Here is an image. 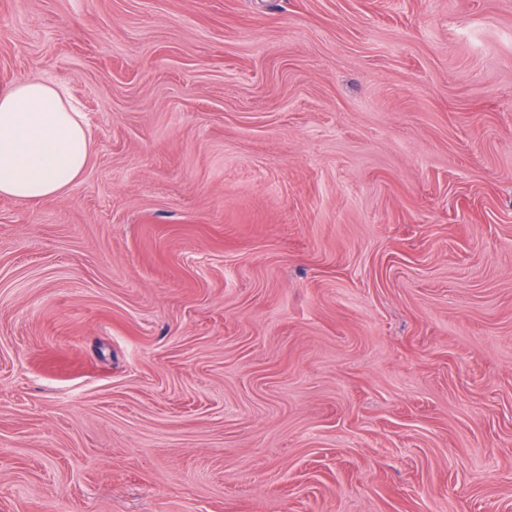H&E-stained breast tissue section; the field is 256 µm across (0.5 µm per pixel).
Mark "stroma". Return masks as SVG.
I'll return each instance as SVG.
<instances>
[{
  "label": "stroma",
  "mask_w": 512,
  "mask_h": 512,
  "mask_svg": "<svg viewBox=\"0 0 512 512\" xmlns=\"http://www.w3.org/2000/svg\"><path fill=\"white\" fill-rule=\"evenodd\" d=\"M38 78L0 512H512V0H0ZM93 153L82 112L46 79L0 87V196L37 201L83 177Z\"/></svg>",
  "instance_id": "stroma-1"
}]
</instances>
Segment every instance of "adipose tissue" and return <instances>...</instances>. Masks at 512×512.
I'll use <instances>...</instances> for the list:
<instances>
[{
	"label": "adipose tissue",
	"instance_id": "1",
	"mask_svg": "<svg viewBox=\"0 0 512 512\" xmlns=\"http://www.w3.org/2000/svg\"><path fill=\"white\" fill-rule=\"evenodd\" d=\"M93 153L81 112L46 79L0 87V196L37 201L83 177Z\"/></svg>",
	"mask_w": 512,
	"mask_h": 512
}]
</instances>
